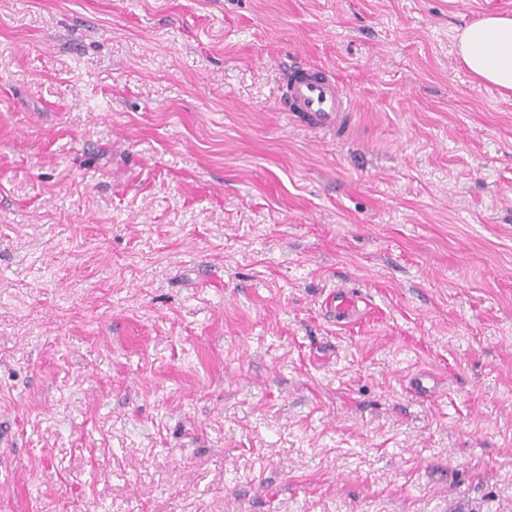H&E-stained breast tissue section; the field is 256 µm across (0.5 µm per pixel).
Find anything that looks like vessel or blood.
<instances>
[{
    "label": "vessel or blood",
    "mask_w": 512,
    "mask_h": 512,
    "mask_svg": "<svg viewBox=\"0 0 512 512\" xmlns=\"http://www.w3.org/2000/svg\"><path fill=\"white\" fill-rule=\"evenodd\" d=\"M284 109L290 119L313 130L348 136L355 124L356 107L337 77L311 63L289 65L285 79ZM360 298L341 287L330 295L326 307L337 324L346 325L360 314Z\"/></svg>",
    "instance_id": "obj_1"
}]
</instances>
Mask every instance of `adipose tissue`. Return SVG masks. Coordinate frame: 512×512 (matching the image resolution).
Segmentation results:
<instances>
[{
    "mask_svg": "<svg viewBox=\"0 0 512 512\" xmlns=\"http://www.w3.org/2000/svg\"><path fill=\"white\" fill-rule=\"evenodd\" d=\"M457 53L471 74L498 90L512 91V17L488 15L457 36Z\"/></svg>",
    "mask_w": 512,
    "mask_h": 512,
    "instance_id": "adipose-tissue-1",
    "label": "adipose tissue"
}]
</instances>
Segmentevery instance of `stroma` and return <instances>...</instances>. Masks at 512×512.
Wrapping results in <instances>:
<instances>
[{
  "mask_svg": "<svg viewBox=\"0 0 512 512\" xmlns=\"http://www.w3.org/2000/svg\"><path fill=\"white\" fill-rule=\"evenodd\" d=\"M490 12L0 0V512H512ZM298 58L348 137L281 112ZM456 47L476 79L501 93L512 91L511 16L487 15L465 27L457 35ZM360 297L348 288H336L326 302V308L336 318V324L347 325L360 314Z\"/></svg>",
  "mask_w": 512,
  "mask_h": 512,
  "instance_id": "obj_1",
  "label": "stroma"
}]
</instances>
